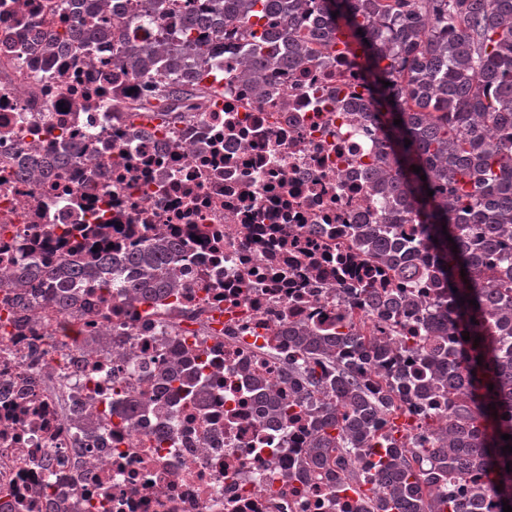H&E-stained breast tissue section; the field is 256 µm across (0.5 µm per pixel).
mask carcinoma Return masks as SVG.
<instances>
[{
    "mask_svg": "<svg viewBox=\"0 0 512 512\" xmlns=\"http://www.w3.org/2000/svg\"><path fill=\"white\" fill-rule=\"evenodd\" d=\"M219 25L246 40L236 76L258 98L269 95V74L310 63L317 45L351 58L371 98L366 117L385 143L367 175L384 211L374 228L351 227L358 256L401 280L420 275L447 286V296L430 301L404 288L365 299L376 312L433 308L420 336L385 333L366 343L305 322L284 327L291 396L271 406V418L287 421L324 396L288 482L321 480L357 512H503V502L512 506V453L502 451L512 439H501L512 435V0H208L206 12L183 16L176 39L146 45L105 21L73 37L89 48L117 40L118 65L141 79L165 65L154 99L166 108L206 91L201 34ZM64 46L41 38L30 50L50 56ZM393 212L417 235L386 234ZM179 249L157 232L124 258L136 270L123 285L127 303L177 293L182 281L170 262ZM111 271L106 257L62 260L54 281L105 288ZM32 277L20 268L11 278L17 303ZM159 384L186 399L206 392L189 356ZM434 398L446 413L431 410Z\"/></svg>",
    "mask_w": 512,
    "mask_h": 512,
    "instance_id": "obj_1",
    "label": "carcinoma"
}]
</instances>
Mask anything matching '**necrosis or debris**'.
<instances>
[{
    "label": "necrosis or debris",
    "mask_w": 512,
    "mask_h": 512,
    "mask_svg": "<svg viewBox=\"0 0 512 512\" xmlns=\"http://www.w3.org/2000/svg\"><path fill=\"white\" fill-rule=\"evenodd\" d=\"M136 2L115 0L113 26L177 34L185 0L157 16ZM53 3L0 0V512H335L325 484L284 488L308 422L270 420L252 380L287 398L283 325L335 331L364 320L366 287L395 285L346 235L383 209L365 189L384 143L350 105L356 69L320 55L257 100L234 73L244 44L224 39L205 96L156 112L154 83L123 73L116 43L29 60L25 37L100 21ZM47 153L71 160L24 176ZM158 229L181 246L177 294L130 307L80 282L76 308H57L59 260L109 257L120 279ZM22 266L35 273L24 313L3 285ZM182 347L210 381L205 401L157 388ZM121 394L155 407L125 418Z\"/></svg>",
    "instance_id": "obj_1"
}]
</instances>
